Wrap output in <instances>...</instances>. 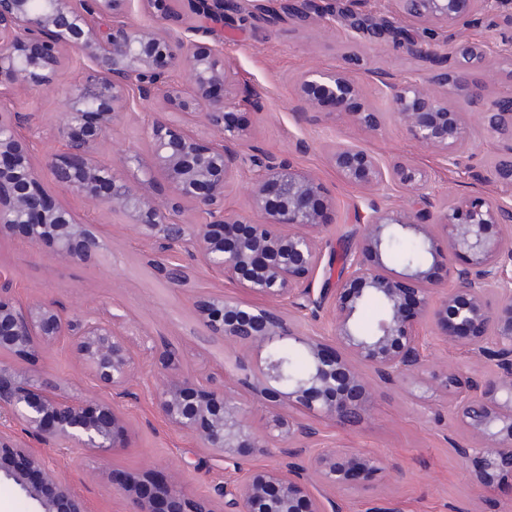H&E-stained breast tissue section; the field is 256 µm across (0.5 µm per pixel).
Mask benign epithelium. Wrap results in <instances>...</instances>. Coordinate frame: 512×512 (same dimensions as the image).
Segmentation results:
<instances>
[{"mask_svg": "<svg viewBox=\"0 0 512 512\" xmlns=\"http://www.w3.org/2000/svg\"><path fill=\"white\" fill-rule=\"evenodd\" d=\"M149 11L157 0H0V87L37 92L51 85L64 51L89 62V83L66 97L55 127L64 150L33 162V142L20 127L26 117L0 110V238L22 231L34 250L50 244L57 260L78 264L102 248L90 226L57 205L51 188L74 192L125 216L154 249L155 271L170 286L188 280V267L172 260L185 251L205 265L266 299L242 306L222 295L200 301L211 335L224 339L225 363L243 372L253 401L269 395L279 407L255 425L253 410L224 383L204 372L183 371L170 349L159 352L154 402L167 425L195 436L198 447L233 466V488L215 486L224 512H338L336 501L320 488H338L354 478H373L383 463L368 453L323 448L313 453L293 444L316 438L312 424L288 409L303 408L314 418L353 425L365 418L370 395L358 371L373 370L381 386L449 395L448 417L474 443L459 449L477 461L473 476L490 486L512 478V209L481 197L432 212L429 175L398 160L384 168L367 151L339 146L331 163L345 181L376 189L387 181L410 193L409 204L392 209L369 204L361 218L360 239L346 251L338 287L315 289L325 253L315 231L326 224L333 200L310 173L274 155L247 148L245 130L226 122L231 111L254 97L236 85L224 67L213 30L163 20L138 25L129 20L133 4ZM395 21L374 27L372 40H389L423 59L441 57L436 39L405 37L401 20L429 22L433 31L462 29L478 14L493 15L508 0H393ZM202 16L224 19V0H201ZM288 15L317 25L330 23L336 10L317 0L288 9ZM463 39L447 68L415 81L388 85L391 118L414 142L447 158L459 153L476 120L492 137L512 138V89L480 112H458L440 89L466 86V70L485 63L472 57ZM181 69L185 82L172 79ZM162 94L166 111L144 127L146 156L129 152L118 168L100 165L94 149L137 98L148 102ZM358 95L357 86L338 70L309 69L297 81L296 110L315 120ZM367 130L381 126L378 112L350 113ZM201 120L218 138L204 143L186 132L183 122ZM152 177L162 175L171 195L159 200L129 181L131 167ZM252 171L249 210L224 208V192L238 169ZM196 219L180 220L185 204ZM400 234L419 243L425 259L404 266L393 277L386 265L388 245ZM442 266L447 279L434 276ZM11 280L0 269V478L12 482L36 504V512H84L69 487L45 458L25 448L16 430L45 445L69 452H105L125 448L130 429L121 409L132 396L140 355L153 353L152 337L116 327L111 316L69 317L53 303H24L11 295ZM377 297L383 314L374 332L362 334L358 314ZM330 303L334 323L328 336L305 333L283 309L314 312ZM428 323L440 335L483 357L492 372L473 381L456 371H428L418 327ZM65 344L84 373L106 394L89 399L40 375L17 368L42 351ZM298 352L307 363L302 375L290 372L282 348ZM256 353L253 365L240 353ZM258 456H276L275 465H255ZM135 512H212L184 497L174 473L150 483Z\"/></svg>", "mask_w": 512, "mask_h": 512, "instance_id": "obj_1", "label": "benign epithelium"}]
</instances>
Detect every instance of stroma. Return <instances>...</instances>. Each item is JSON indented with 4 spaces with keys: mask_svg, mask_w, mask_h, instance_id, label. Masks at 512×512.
<instances>
[{
    "mask_svg": "<svg viewBox=\"0 0 512 512\" xmlns=\"http://www.w3.org/2000/svg\"><path fill=\"white\" fill-rule=\"evenodd\" d=\"M215 30L225 66L258 94L256 105L233 111L230 121L248 128L250 149L288 160L311 173L335 202L333 222L321 235L326 255L356 242L361 228L358 217L367 212L369 203L401 209L407 200L404 188L391 181L378 190L344 181L330 162V153L339 143L365 148L385 166L402 157L425 170L435 208L468 194L512 207V184L494 174L505 153L504 142L487 136L481 127H474L463 153L448 159L415 144L390 122L379 130L367 131L354 125L342 111L335 119L320 122L294 110L296 80L302 71L347 70L359 89L358 105L386 113L391 107L390 85L423 77L432 70L431 62L361 39L339 21L315 26L297 23L283 14L270 23L249 8L238 16H225ZM461 37L487 52L484 67L470 75L471 84L483 86L485 101L512 87L511 26L492 19L474 23L463 34H447L443 52H452ZM355 53L370 56L373 74L349 68L348 59ZM84 75L82 62L67 58L46 90H13L0 95V107L31 114L42 139L38 156L60 150L55 125L67 92ZM163 109L164 101L159 97L147 104L133 102L130 115L96 147L98 163L113 165L128 149L147 153L144 126ZM54 196L77 221L93 225L107 246L106 255L88 263L65 264L55 259L50 247L35 251L21 237L5 236L0 239V267L11 275L12 295L23 301L56 303L71 316L117 314L120 325H133L152 336L157 347L178 351L185 370H222L225 343L209 335L195 303L221 293L240 304L252 305L257 303V296L188 255L183 258L190 268L188 284L169 287L149 263L153 253L150 243L139 238L125 219L63 189L55 190ZM421 333L433 366L455 368L478 381L489 374L488 363L462 353L436 336L432 327H422ZM23 367L47 374L75 391L90 386L63 346L41 353ZM155 370V359L141 363L133 382L135 397L123 406L130 428L128 447L105 453L92 451L77 458L28 439V447L59 471L84 512H133L135 492L119 489L130 478L141 482L179 473L193 500L207 497L215 484L232 487L237 477L233 469L206 456L191 435L170 427L158 415L152 398ZM365 381L373 398L364 420L350 427L326 419L315 422L319 430L315 447L367 452L385 465L373 482L356 481L330 490L339 512H512V483L475 489L472 472L458 453L467 439L452 427L441 395L429 392L418 402L404 390L379 386L373 373H366Z\"/></svg>",
    "mask_w": 512,
    "mask_h": 512,
    "instance_id": "35a3bbf8",
    "label": "stroma"
}]
</instances>
